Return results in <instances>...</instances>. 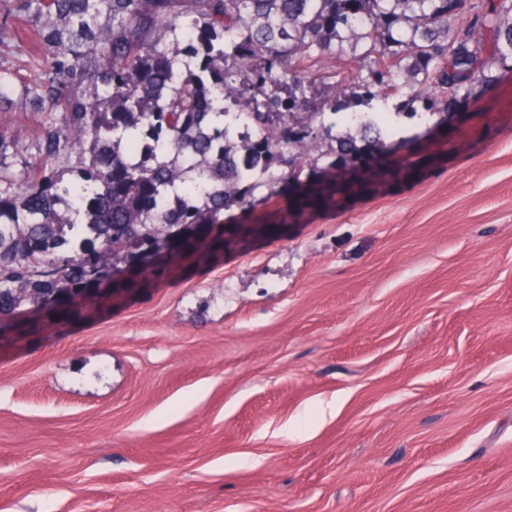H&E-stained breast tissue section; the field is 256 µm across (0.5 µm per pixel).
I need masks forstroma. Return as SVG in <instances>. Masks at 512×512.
Here are the masks:
<instances>
[{
  "label": "stroma",
  "instance_id": "obj_1",
  "mask_svg": "<svg viewBox=\"0 0 512 512\" xmlns=\"http://www.w3.org/2000/svg\"><path fill=\"white\" fill-rule=\"evenodd\" d=\"M44 113L0 110V166ZM398 176L223 253L0 328V512H512V77Z\"/></svg>",
  "mask_w": 512,
  "mask_h": 512
}]
</instances>
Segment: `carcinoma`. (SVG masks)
I'll return each mask as SVG.
<instances>
[{
  "label": "carcinoma",
  "mask_w": 512,
  "mask_h": 512,
  "mask_svg": "<svg viewBox=\"0 0 512 512\" xmlns=\"http://www.w3.org/2000/svg\"><path fill=\"white\" fill-rule=\"evenodd\" d=\"M22 22L23 84L51 115L21 179L0 169V316L54 319L74 288L112 296V271L164 249H224V211L298 187L293 210L329 208L361 180L310 182L385 146L393 118L445 119L512 74V0H0ZM326 58L343 61L322 74ZM365 78L360 94L351 78ZM330 80L333 99L311 97ZM398 99L391 112L373 101ZM252 138L228 136L224 102ZM75 157L74 180L55 168ZM195 224L218 227L198 239Z\"/></svg>",
  "instance_id": "obj_1"
}]
</instances>
